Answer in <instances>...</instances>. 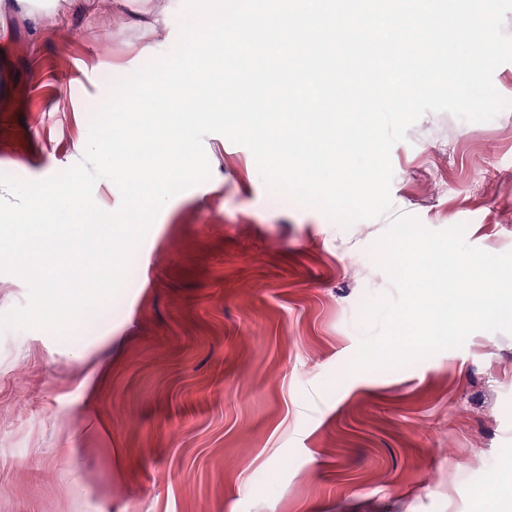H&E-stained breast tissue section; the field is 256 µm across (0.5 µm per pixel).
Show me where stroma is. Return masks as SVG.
I'll return each mask as SVG.
<instances>
[{"label":"stroma","mask_w":512,"mask_h":512,"mask_svg":"<svg viewBox=\"0 0 512 512\" xmlns=\"http://www.w3.org/2000/svg\"><path fill=\"white\" fill-rule=\"evenodd\" d=\"M21 10L0 0V174L31 181L82 159L179 7L52 0L35 27ZM204 146L210 177L163 207L81 348L0 331V512H476L483 493L512 512V334L331 384L365 300L393 289L371 257L393 218L512 251V107L425 114L391 151L390 213L348 228L273 204L246 147Z\"/></svg>","instance_id":"stroma-1"}]
</instances>
